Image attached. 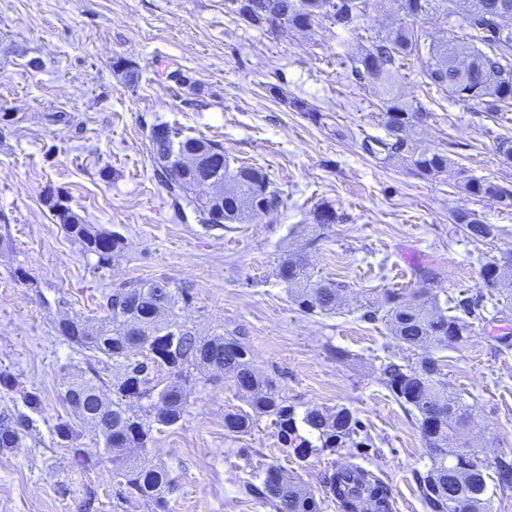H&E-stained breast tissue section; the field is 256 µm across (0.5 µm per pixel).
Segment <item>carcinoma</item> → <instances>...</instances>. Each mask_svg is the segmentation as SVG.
<instances>
[{
  "mask_svg": "<svg viewBox=\"0 0 512 512\" xmlns=\"http://www.w3.org/2000/svg\"><path fill=\"white\" fill-rule=\"evenodd\" d=\"M385 0H224L226 10L246 26L264 29L280 21L285 35L307 31L324 22L355 31L371 7ZM407 21L386 34L369 35L367 45L351 57V75L361 87L370 89L384 105L385 137L366 136L361 150L372 158L402 159L421 175L434 176L448 169V155L420 149L403 136L405 127L423 122L428 109L408 101L400 91L402 70L409 57L425 60L423 76L459 101H473L486 112H512V0H399ZM443 20L461 17L462 36L452 35L441 44L426 43L417 23L432 11ZM158 164V176L176 202L191 192L195 195L198 221L211 226L233 224L247 211L252 217L266 216L281 205V196L271 188L267 174L242 164L230 167L224 146L206 138L184 136L165 126V135L149 141ZM204 150L216 157L207 168L177 170L178 162ZM217 174L231 182L218 198L210 196L204 181ZM465 191L475 197L494 198L512 209V191L487 179L470 177ZM45 202L56 222L78 241L84 251L97 258V265L111 263L125 249L122 236L88 224L77 212L48 194ZM453 221L477 239L494 238V227L475 214L458 211ZM280 277L288 284L293 299L303 312H331L339 306L344 284L316 278L307 258L285 259ZM487 288L512 287V256L501 263L493 260L480 271ZM194 299L193 287L170 277L123 282L102 296L105 313L102 325L90 328L77 317H66L56 331L82 349L101 354L124 367L118 387L122 399L106 396L100 376L81 373L66 385L63 401L76 422L55 427L61 440L72 444L71 463L82 468L88 458L77 445L75 423L90 426L103 445V459L112 464V478L123 491L142 500L150 512H165L167 496L174 489L171 473L149 459L148 445L155 429L182 421L188 405V388L219 371L232 383L246 408L224 414V428L231 434H247L263 418L271 419L280 439L298 459L316 450L350 445L368 446L359 439L358 420L346 407L306 410L297 417L277 382L256 369L251 360L247 333L239 328L230 334L215 331L201 336L182 317ZM454 314L440 308L428 291L412 293L386 290L364 317L376 321L383 316L394 339L412 356L404 363L388 362L382 369L383 382L396 402L415 413L429 448L431 468L417 476L420 498L426 512H451V502L462 501L466 512H485L487 488L484 462H474L465 448H452L449 439L463 430L479 426L473 406L448 387L441 361L433 350L464 344L470 335V320H485L483 295L456 301ZM166 371L163 383L155 374ZM29 417L0 413V448L22 447ZM316 437L320 446L300 433ZM495 480L512 487V461L495 463ZM246 493L269 503L275 512H321L322 499L298 488L279 467L263 470L260 484L248 482ZM324 497L338 512H393L392 489L370 470L356 465H339L322 479Z\"/></svg>",
  "mask_w": 512,
  "mask_h": 512,
  "instance_id": "cac0c4a2",
  "label": "carcinoma"
}]
</instances>
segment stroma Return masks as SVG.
Instances as JSON below:
<instances>
[{
	"label": "stroma",
	"instance_id": "stroma-1",
	"mask_svg": "<svg viewBox=\"0 0 512 512\" xmlns=\"http://www.w3.org/2000/svg\"><path fill=\"white\" fill-rule=\"evenodd\" d=\"M401 18L388 0L359 30L326 22L285 36L246 27L224 0H0V372L18 381L0 385V412L30 417L22 447L0 450V512H146L119 496L91 435L78 444L97 464L78 470L54 433L72 417L61 394L74 373L96 369L113 391L123 378L55 325L71 315L97 326L113 285L163 274L193 285L185 316L201 334L246 330L256 367L274 374L297 413L347 407L372 439L296 459L269 419L247 435L227 432L224 415L240 401L224 379L207 381L150 447L177 482L169 512H274L244 489L260 462L313 492L332 466L358 464L389 483L393 512H425L416 477L431 467L428 450L381 380L382 365L403 351L384 322L362 314L388 288H427L442 303L480 291L481 266L512 253V209L461 187L473 176L512 190V161L496 151L499 138L512 137V112L428 88L413 59L402 92L430 114L406 134L447 154V171L423 177L364 154V136L386 134L384 107L352 79L350 57ZM120 58L136 82L114 69ZM177 70L191 84H176ZM273 85L283 98L269 94ZM296 98L317 116L294 110ZM160 122L260 167L279 209L221 229L201 224L191 207L174 209L149 149ZM50 191L87 223L121 234L126 247L111 266L97 267L56 223L44 204ZM322 205L340 222L318 228ZM458 211L493 225L494 238L468 237L452 220ZM301 253L317 275L346 283L336 312H301L279 278L281 259ZM438 358L481 418L462 442L486 464L511 459L512 305L500 320L473 321L468 342ZM27 392L40 396L39 411H29Z\"/></svg>",
	"mask_w": 512,
	"mask_h": 512
}]
</instances>
